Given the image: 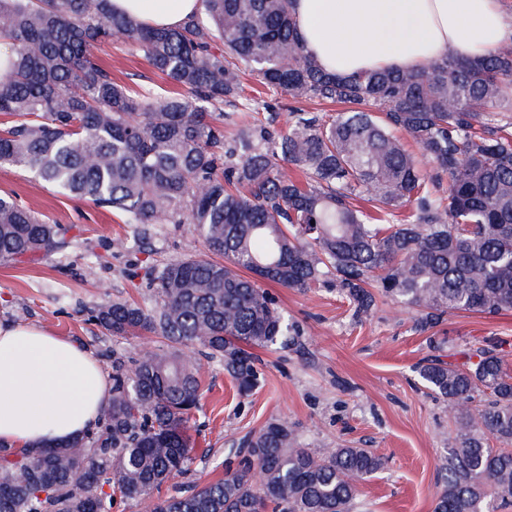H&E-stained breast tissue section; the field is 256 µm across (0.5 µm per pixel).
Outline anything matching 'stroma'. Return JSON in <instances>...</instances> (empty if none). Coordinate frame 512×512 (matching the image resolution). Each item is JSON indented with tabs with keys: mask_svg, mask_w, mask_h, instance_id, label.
I'll use <instances>...</instances> for the list:
<instances>
[{
	"mask_svg": "<svg viewBox=\"0 0 512 512\" xmlns=\"http://www.w3.org/2000/svg\"><path fill=\"white\" fill-rule=\"evenodd\" d=\"M97 55L119 84L158 93L170 89L126 45L101 46ZM243 84L246 105L236 112L225 109V137L236 139L261 124L286 128L292 100L268 92L249 75ZM0 193L66 230L65 244L53 256L0 265V320L37 324L67 337L107 372L113 360L161 348L154 336L112 335L90 315L108 298L154 306L153 277L166 262L206 256L195 225L158 224L139 237L123 215L57 194L15 168L0 167ZM268 290L297 336L288 348L258 350L260 381L245 398L237 395L222 362L204 366L191 430L195 460L177 483L202 486L223 478L241 441L279 420L302 446L343 443L384 458V470L360 487L363 512H433L453 419L447 402L425 387L417 367L433 355L429 337L434 334L447 337L456 363L475 341L502 343L512 373V310L458 313L427 334L416 329L415 311L383 299L369 316L355 318L332 282L304 290L272 284Z\"/></svg>",
	"mask_w": 512,
	"mask_h": 512,
	"instance_id": "obj_1",
	"label": "stroma"
}]
</instances>
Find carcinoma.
I'll use <instances>...</instances> for the list:
<instances>
[{
	"instance_id": "cac0c4a2",
	"label": "carcinoma",
	"mask_w": 512,
	"mask_h": 512,
	"mask_svg": "<svg viewBox=\"0 0 512 512\" xmlns=\"http://www.w3.org/2000/svg\"><path fill=\"white\" fill-rule=\"evenodd\" d=\"M204 16L154 28L108 0H0V167L111 208L135 229L196 225L208 251L167 262L150 308L103 301L92 319L114 336L155 335L166 349L112 362L100 430L49 451L0 454V512H112L187 473L203 361L218 359L237 393L258 386L255 348H285L296 329L260 285L309 288L332 278L353 309L377 297L418 312L425 332L457 312L512 309V45L419 72L330 74L307 52L291 0H203ZM112 41L137 48L185 90L132 92L94 57ZM302 109L288 126L224 140L222 106L242 73ZM64 246L0 195V262ZM418 372L448 401L453 445L434 512L512 506V376L500 344ZM500 444L492 448L489 440ZM224 479L178 488L149 512H357L360 485L384 466L366 448L298 446L273 420L248 436Z\"/></svg>"
}]
</instances>
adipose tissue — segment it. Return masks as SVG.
I'll list each match as a JSON object with an SVG mask.
<instances>
[{
	"instance_id": "1",
	"label": "adipose tissue",
	"mask_w": 512,
	"mask_h": 512,
	"mask_svg": "<svg viewBox=\"0 0 512 512\" xmlns=\"http://www.w3.org/2000/svg\"><path fill=\"white\" fill-rule=\"evenodd\" d=\"M112 11L175 28L202 0H109ZM308 52L332 74L414 72L451 55L484 58L512 43L501 0H292ZM112 396L103 368L43 327L0 321V450L66 444L99 424Z\"/></svg>"
}]
</instances>
